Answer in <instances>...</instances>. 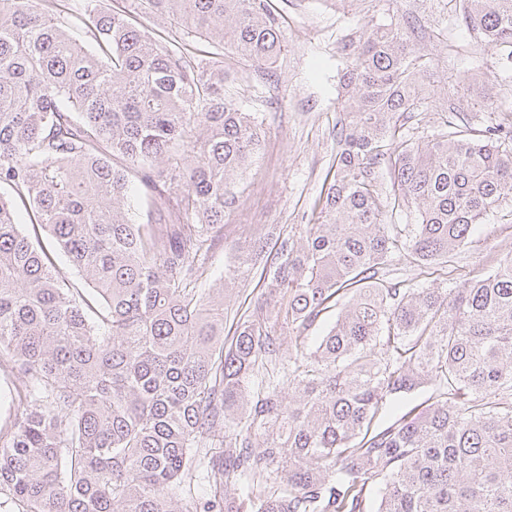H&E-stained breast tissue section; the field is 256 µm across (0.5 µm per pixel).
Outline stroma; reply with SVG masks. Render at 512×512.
Listing matches in <instances>:
<instances>
[{
	"label": "stroma",
	"instance_id": "35a3bbf8",
	"mask_svg": "<svg viewBox=\"0 0 512 512\" xmlns=\"http://www.w3.org/2000/svg\"><path fill=\"white\" fill-rule=\"evenodd\" d=\"M281 18L283 48L265 68L233 51L224 53V94L257 117L261 142L247 167L238 199L207 256L203 289L227 284L224 311L256 312L266 298L259 272L225 283L235 248L271 229L299 234L313 223L315 205L327 188L336 134L343 117V76L350 64L343 47L369 29L414 24L409 46L429 57L425 81L428 109L410 125L417 141L442 131L466 134L496 121L512 120V60L495 43L468 27L465 0H269ZM512 257V206L488 214L467 247L454 254L447 271L410 272L392 261L389 274L416 277L422 286L456 287Z\"/></svg>",
	"mask_w": 512,
	"mask_h": 512
}]
</instances>
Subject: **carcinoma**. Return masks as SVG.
<instances>
[{"label":"carcinoma","instance_id":"1","mask_svg":"<svg viewBox=\"0 0 512 512\" xmlns=\"http://www.w3.org/2000/svg\"><path fill=\"white\" fill-rule=\"evenodd\" d=\"M142 6L210 50L167 48L137 26ZM463 19L512 56V0H467ZM282 47L268 0H0V188L29 217L24 232L0 192V359L26 381L0 429V505L512 512V257L457 288L384 273L396 257L443 263L512 203V124L402 134L428 94L401 25L353 52L317 222L238 247L225 274L262 265L293 349L255 313L224 338V288H197L260 143L224 98L218 57L261 68ZM134 178L163 214L155 226L134 218ZM412 211L413 224L386 223ZM57 252L84 287L65 284ZM331 302L336 323L310 350ZM423 387L424 408L382 422ZM201 466L213 498H177Z\"/></svg>","mask_w":512,"mask_h":512}]
</instances>
